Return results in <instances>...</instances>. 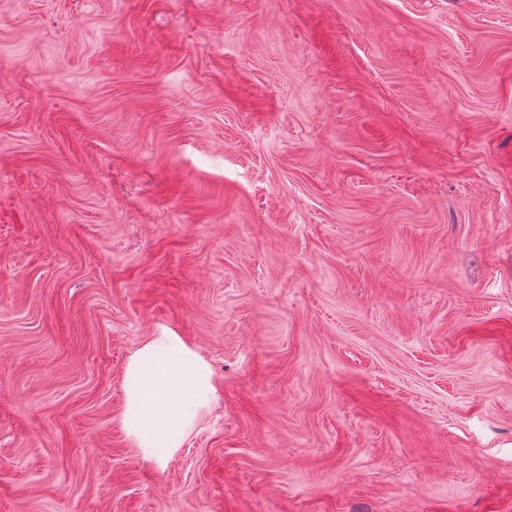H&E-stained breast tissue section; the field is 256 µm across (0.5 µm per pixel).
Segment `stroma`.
Wrapping results in <instances>:
<instances>
[{"mask_svg":"<svg viewBox=\"0 0 512 512\" xmlns=\"http://www.w3.org/2000/svg\"><path fill=\"white\" fill-rule=\"evenodd\" d=\"M0 512H512V0H0ZM123 430L144 459L162 463L219 401L206 359L161 327L129 356L123 371Z\"/></svg>","mask_w":512,"mask_h":512,"instance_id":"35a3bbf8","label":"stroma"}]
</instances>
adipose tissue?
<instances>
[{
  "label": "adipose tissue",
  "mask_w": 512,
  "mask_h": 512,
  "mask_svg": "<svg viewBox=\"0 0 512 512\" xmlns=\"http://www.w3.org/2000/svg\"><path fill=\"white\" fill-rule=\"evenodd\" d=\"M123 430L144 459L163 462L219 401L206 359L182 336L160 328L129 356L123 371Z\"/></svg>",
  "instance_id": "ef3b65f1"
}]
</instances>
